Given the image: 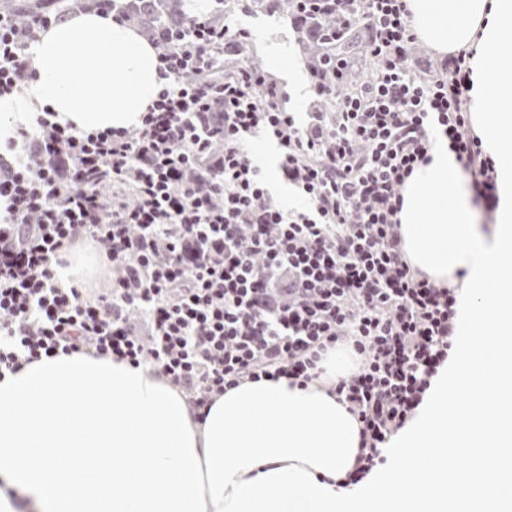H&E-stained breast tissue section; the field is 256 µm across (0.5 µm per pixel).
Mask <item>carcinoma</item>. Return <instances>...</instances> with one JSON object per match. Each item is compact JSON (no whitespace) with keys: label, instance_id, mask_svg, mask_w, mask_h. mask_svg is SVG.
Listing matches in <instances>:
<instances>
[{"label":"carcinoma","instance_id":"carcinoma-1","mask_svg":"<svg viewBox=\"0 0 512 512\" xmlns=\"http://www.w3.org/2000/svg\"><path fill=\"white\" fill-rule=\"evenodd\" d=\"M243 10L256 9L276 16L304 31L299 39L302 51L312 55L325 51L329 56L346 61L363 59L365 36L358 27H352L340 36L328 37L322 42V31L332 25L330 21L311 19L309 14L297 9L292 0H240ZM109 9L124 14L148 37L167 35L175 39L188 31L190 23L197 18L194 0H0V12L17 23H30L40 15L65 14L79 10ZM372 75V65L361 64L348 72V83L359 87Z\"/></svg>","mask_w":512,"mask_h":512}]
</instances>
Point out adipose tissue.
<instances>
[{
  "mask_svg": "<svg viewBox=\"0 0 512 512\" xmlns=\"http://www.w3.org/2000/svg\"><path fill=\"white\" fill-rule=\"evenodd\" d=\"M406 5L420 42L472 55L471 123L496 163L498 205L485 221L440 135L405 184L407 260L460 284L459 339L386 465L342 487L360 427L326 389L247 382L197 418L151 368L61 354L0 378V512H14L13 490L34 512H512V361L497 340H473L501 320L512 335V0ZM31 67L0 97V140L45 106L79 131L135 126L162 82L153 45L102 12L52 22ZM452 448L466 471L449 469Z\"/></svg>",
  "mask_w": 512,
  "mask_h": 512,
  "instance_id": "ef3b65f1",
  "label": "adipose tissue"
}]
</instances>
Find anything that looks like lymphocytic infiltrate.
<instances>
[{"label": "lymphocytic infiltrate", "instance_id": "lymphocytic-infiltrate-1", "mask_svg": "<svg viewBox=\"0 0 512 512\" xmlns=\"http://www.w3.org/2000/svg\"><path fill=\"white\" fill-rule=\"evenodd\" d=\"M340 27L362 25L374 65L364 90L345 61L309 65L317 97L336 107L299 123L282 89L241 62L219 83L184 82L214 67L212 43L238 33L195 20L177 41L155 40L163 84L131 128L76 131L38 113L0 154V377L57 354L148 365L193 412L244 382L308 383L344 346L356 370L331 390L360 424L356 484L414 417L448 359L455 289L408 264L402 190L440 130L485 212L498 204L493 159L469 125L466 54L441 77L408 63L416 36L404 0H314ZM51 23L0 14V96L32 75L27 51ZM223 152L196 172L214 129ZM273 139L279 171L303 205L285 209L247 155ZM208 156V155H207ZM212 180L202 192L203 177ZM131 183L133 201L108 194ZM92 240L112 271L108 291L62 287L66 248Z\"/></svg>", "mask_w": 512, "mask_h": 512}]
</instances>
